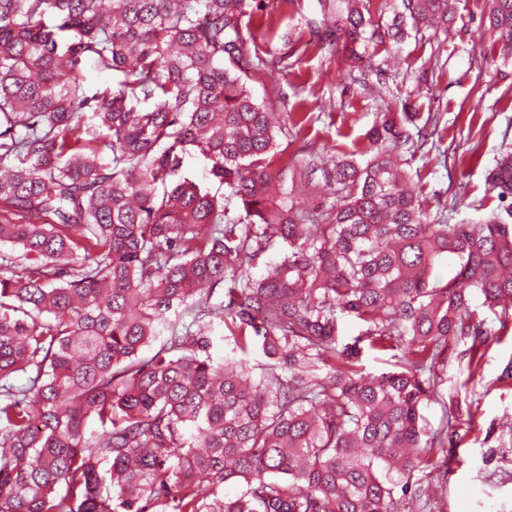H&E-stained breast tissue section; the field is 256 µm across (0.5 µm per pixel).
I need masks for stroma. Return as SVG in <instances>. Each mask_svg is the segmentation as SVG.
<instances>
[{
    "label": "stroma",
    "mask_w": 512,
    "mask_h": 512,
    "mask_svg": "<svg viewBox=\"0 0 512 512\" xmlns=\"http://www.w3.org/2000/svg\"><path fill=\"white\" fill-rule=\"evenodd\" d=\"M459 17L448 32L411 35L396 50L371 40L362 66L330 46L326 29L336 16L322 0H271L243 23L242 77L256 98L288 129L292 170L283 188L294 209L309 211L336 201L322 163L369 149L367 138L382 112L438 114V151L419 150L406 173L429 209L448 207L449 223H476L496 205L486 176L503 149L512 148V60L489 39L479 0H458ZM489 340L474 376L457 363L443 372V392L463 416L446 449L442 493L428 506L406 512H512V381L500 374L512 362V321L492 320Z\"/></svg>",
    "instance_id": "stroma-1"
}]
</instances>
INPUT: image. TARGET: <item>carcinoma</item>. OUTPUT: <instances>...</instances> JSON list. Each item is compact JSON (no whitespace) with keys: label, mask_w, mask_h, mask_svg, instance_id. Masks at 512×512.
Returning a JSON list of instances; mask_svg holds the SVG:
<instances>
[{"label":"carcinoma","mask_w":512,"mask_h":512,"mask_svg":"<svg viewBox=\"0 0 512 512\" xmlns=\"http://www.w3.org/2000/svg\"><path fill=\"white\" fill-rule=\"evenodd\" d=\"M105 2L0 0V244L19 249L0 255V512H399L430 497L448 442L422 413L437 367L462 342L472 371L492 335L481 308L512 309V152L488 175L493 214L446 224L405 185L419 114L385 112L370 157L322 168L336 204L296 212L288 132L234 68L244 18L268 2ZM484 3L512 53V0ZM455 4L401 0L386 38L446 32ZM372 26L370 0H336L329 37L350 60ZM88 63L112 85L88 94ZM191 152L224 193L183 172ZM347 317L359 332L343 343ZM366 349L393 370L363 373ZM253 352L270 366L257 380Z\"/></svg>","instance_id":"1"}]
</instances>
